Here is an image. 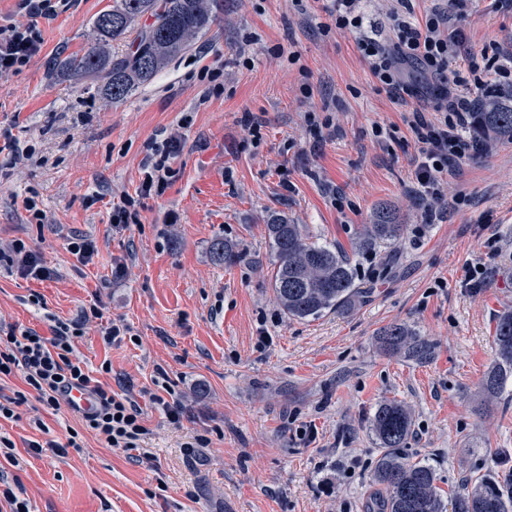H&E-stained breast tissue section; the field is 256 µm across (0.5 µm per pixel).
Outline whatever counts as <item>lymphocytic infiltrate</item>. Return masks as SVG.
Segmentation results:
<instances>
[{
    "label": "lymphocytic infiltrate",
    "mask_w": 512,
    "mask_h": 512,
    "mask_svg": "<svg viewBox=\"0 0 512 512\" xmlns=\"http://www.w3.org/2000/svg\"><path fill=\"white\" fill-rule=\"evenodd\" d=\"M360 3L361 0H326L323 9L338 29L353 34L374 82L403 101L402 122L418 145L416 190L430 200L442 201L440 187L452 166L482 151L481 143L463 134L472 110L469 99L450 90V67L466 53L468 41L465 30L455 25L453 17L465 10L467 0H449V11H432L419 23L396 16L395 36L389 40L365 24ZM42 43L33 21L0 26V75L29 65L39 55ZM409 66L424 74L426 86L405 81L404 71ZM421 98L430 99L431 108L418 106ZM181 145V137L167 138L144 163L136 194L124 196L122 205L113 208L112 224L137 223L142 199L161 194L174 177L171 161ZM82 335L79 323L61 320L56 321L48 337L13 325L0 329V378L19 373L27 385L26 390L0 401V420H17V407L31 398L48 410L58 411L66 402V393L77 388L97 401L93 412L80 415L83 429L107 447L147 456L144 442L150 430L143 409L130 394L106 387L99 375L86 370L75 358V342Z\"/></svg>",
    "instance_id": "1"
}]
</instances>
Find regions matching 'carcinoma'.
<instances>
[{
  "label": "carcinoma",
  "mask_w": 512,
  "mask_h": 512,
  "mask_svg": "<svg viewBox=\"0 0 512 512\" xmlns=\"http://www.w3.org/2000/svg\"><path fill=\"white\" fill-rule=\"evenodd\" d=\"M223 10L224 0H113L112 9L100 13L93 23L94 45L65 58L62 68L74 74L103 75L102 94L113 101L123 100L191 49ZM144 17L151 22L141 26ZM132 33L130 51H111L112 43ZM470 132L482 142L512 143V94L487 90L479 110L471 113ZM402 232L403 225L391 211L379 210L374 223L360 233L357 249L371 251L380 243L398 240ZM266 234L274 256L272 288L289 316L303 319L347 309L362 294L350 256L311 240L303 225L276 214L269 217ZM209 254L214 263L224 265L242 258L233 244L222 239L211 242ZM382 342L389 351H403L418 360L432 351L429 341L403 324L386 328ZM493 344L497 363L482 379L490 397L512 376V310L497 316ZM371 426L381 447L373 472V482L383 494L380 512H446L435 470L400 453L412 434L409 410L395 401L384 403L376 409ZM451 506L452 512H512V481L504 476L484 477L472 489L458 491Z\"/></svg>",
  "instance_id": "cac0c4a2"
}]
</instances>
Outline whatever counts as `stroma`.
<instances>
[{
    "label": "stroma",
    "mask_w": 512,
    "mask_h": 512,
    "mask_svg": "<svg viewBox=\"0 0 512 512\" xmlns=\"http://www.w3.org/2000/svg\"><path fill=\"white\" fill-rule=\"evenodd\" d=\"M111 6L59 0L55 16L33 19L18 0H0V26L33 22L44 40L30 65L0 77V131L34 152L0 153V244L23 240L53 272L41 281L0 267V318L47 336L55 320H79L97 304L104 321L128 326L129 338L107 345L100 325H87L75 351L91 371L110 362L101 381L136 397L154 459L105 447L68 409L32 400L18 421L0 423L17 457L0 465V479L30 512H369L380 453L371 418L394 400L413 421L403 455L434 467L443 497L512 472V377L495 398L481 389L497 361L495 319L512 309V143L453 166L444 192L467 203L426 223L402 108L376 89L320 0L302 14L291 0H224L187 53L118 102L100 94L103 76L54 66L90 46L95 18ZM461 25L475 49H512L507 0H469ZM206 68L223 70L221 90L199 81ZM323 111L332 134L317 140L304 115ZM246 112L263 120L261 141L247 138ZM393 124L396 139L375 137ZM178 130L168 188L144 199L139 223L111 224L112 206L140 184L150 144ZM31 195L47 224L30 223L22 201ZM385 205L404 226L401 240L354 252L357 231ZM274 214L351 252L365 298L315 318L286 316L270 282L265 224ZM492 236L502 248L494 257ZM75 238L96 245L88 265L67 248ZM217 238L242 260L214 264ZM478 259L487 277L467 285ZM393 324L433 343L432 357L388 352L380 333ZM161 369L189 415L179 429L149 401ZM37 416L59 443L78 430L80 450L28 451L25 440L41 436ZM306 424L313 437L301 435ZM198 435L206 447H193Z\"/></svg>",
    "instance_id": "35a3bbf8"
}]
</instances>
